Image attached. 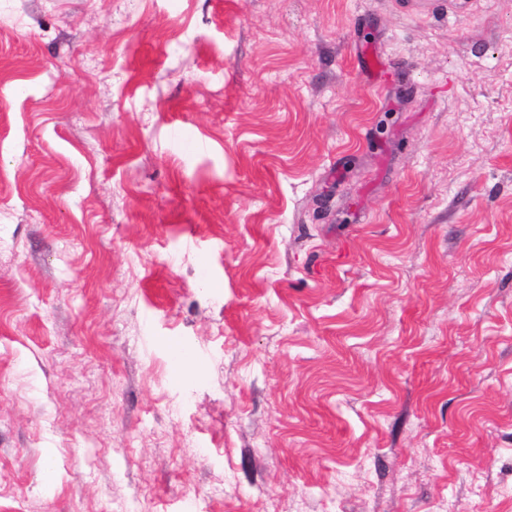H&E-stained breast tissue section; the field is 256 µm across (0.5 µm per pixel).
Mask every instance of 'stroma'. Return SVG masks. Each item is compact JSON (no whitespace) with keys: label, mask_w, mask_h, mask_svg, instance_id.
I'll use <instances>...</instances> for the list:
<instances>
[{"label":"stroma","mask_w":512,"mask_h":512,"mask_svg":"<svg viewBox=\"0 0 512 512\" xmlns=\"http://www.w3.org/2000/svg\"><path fill=\"white\" fill-rule=\"evenodd\" d=\"M0 512H512V0H0Z\"/></svg>","instance_id":"stroma-1"}]
</instances>
